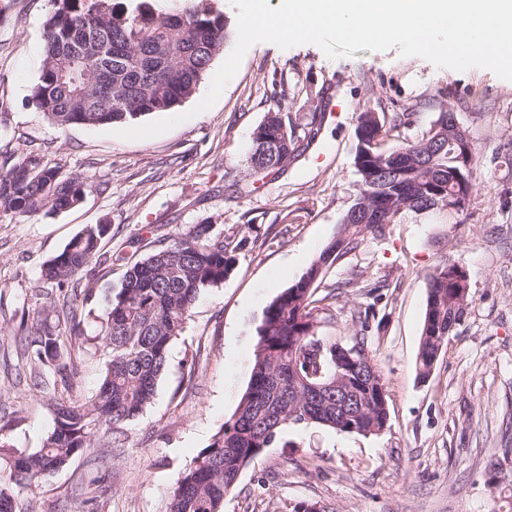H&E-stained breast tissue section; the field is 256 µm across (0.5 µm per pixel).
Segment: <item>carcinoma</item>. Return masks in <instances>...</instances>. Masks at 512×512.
Wrapping results in <instances>:
<instances>
[{"label":"carcinoma","instance_id":"1","mask_svg":"<svg viewBox=\"0 0 512 512\" xmlns=\"http://www.w3.org/2000/svg\"><path fill=\"white\" fill-rule=\"evenodd\" d=\"M54 10L45 22L44 51L33 93L36 109L53 124L65 128L118 125L155 112H167L190 98L212 61L234 36L221 15L205 7L186 13L167 12L150 0L129 7L121 0H52ZM179 53H167L170 45ZM95 56L96 69L85 71L80 56ZM107 78L105 92L89 101L82 86ZM407 113L360 112L357 141L367 140L373 157L356 166L360 192L348 210L336 239L307 271L266 306L256 327L254 365L249 385L231 420L213 436L193 465L176 480L169 512H223L224 497L242 472L265 450L282 439L290 425L324 426L356 434L371 423L382 425L389 408L378 402L386 391L381 372L369 356L365 332L372 308L357 309L352 321V346L363 353L360 372L373 385H359L363 412L341 423L336 415L334 339L316 335V312H325L328 296H317L325 270L356 250L366 234H376L397 219L399 211L442 210L444 198L461 187L469 202L475 190L473 170L456 181L455 147L448 144V113H441L422 137H401ZM273 134L288 137L298 152L293 128L277 124ZM393 139L398 145L386 147ZM415 159L404 181L387 186L382 174L406 156ZM262 136L253 138L248 164L270 167L284 162ZM382 182L395 209L385 221L364 224L354 218L366 202V185ZM86 181L63 175L61 167L29 155L0 174V213L26 217L43 209L54 212L75 207ZM111 225L84 227L42 270L60 307L52 322L35 320L27 327L22 357L30 367L33 385L47 380L71 386L79 353L87 345L107 355L106 369L96 393L87 400L53 403L54 427L33 453L0 456V512H17L21 493L31 491L47 473L61 468L101 429L121 433L151 403L157 381L167 367L172 342L183 331L199 292L224 281L233 265V249L211 224H196L158 248L125 272L112 294L99 335L77 342V297L69 293L73 279L99 253ZM456 265L437 266L427 276V302L418 350V375L425 380L448 344V325H460L469 306V289L455 279Z\"/></svg>","mask_w":512,"mask_h":512}]
</instances>
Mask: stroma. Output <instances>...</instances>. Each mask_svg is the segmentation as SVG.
Wrapping results in <instances>:
<instances>
[{"label":"stroma","instance_id":"35a3bbf8","mask_svg":"<svg viewBox=\"0 0 512 512\" xmlns=\"http://www.w3.org/2000/svg\"><path fill=\"white\" fill-rule=\"evenodd\" d=\"M50 0H0V172L37 154L86 178L78 206L0 216V439L41 448L52 430L53 390H35L18 354L22 316L39 317L52 257L88 224H110L101 251L72 282L92 288L79 311L100 331L130 239L146 257L159 240L196 224L235 244L233 268L203 289L152 403L125 425L107 458L88 448L22 495L17 512H167L173 485L228 422L248 387L256 326L269 302L335 239L361 176L358 112H406L402 134L421 137L451 113L476 155L477 191L460 213L404 212L384 236L325 271L330 316L318 335L351 342V313L374 304L367 349L388 388L379 435L289 428L242 473L224 512H512V81L492 71L439 68L399 47L328 58L316 45H253L216 103L193 114L212 78L182 104L187 120L126 140L114 126L57 127L32 103ZM295 127L289 165L252 172L253 132L270 109ZM323 121L310 134L312 113ZM466 270L470 304L428 380L417 355L427 276L442 262Z\"/></svg>","mask_w":512,"mask_h":512}]
</instances>
